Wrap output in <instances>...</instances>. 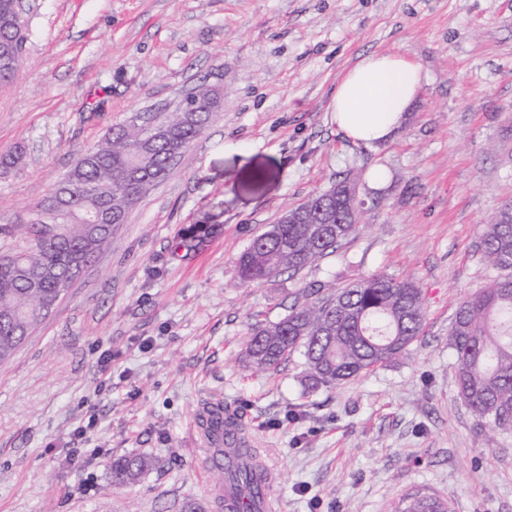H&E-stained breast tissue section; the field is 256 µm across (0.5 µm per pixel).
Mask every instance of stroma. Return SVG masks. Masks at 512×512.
I'll list each match as a JSON object with an SVG mask.
<instances>
[{"mask_svg":"<svg viewBox=\"0 0 512 512\" xmlns=\"http://www.w3.org/2000/svg\"><path fill=\"white\" fill-rule=\"evenodd\" d=\"M27 60L0 86V253L34 203L127 113L219 87L191 150L129 213L53 315L0 364V512H212L204 407L242 414L276 512H512V429L459 399V300L496 271L477 249L512 201V0H24ZM398 53L423 80L384 145L338 131L340 77ZM386 177L375 183V169ZM361 228L296 275L240 284L251 240L346 173ZM207 232L191 253L176 241ZM383 274L422 291L406 355L305 392L244 351L253 324ZM145 455L128 487L112 463Z\"/></svg>","mask_w":512,"mask_h":512,"instance_id":"35a3bbf8","label":"stroma"}]
</instances>
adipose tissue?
Returning a JSON list of instances; mask_svg holds the SVG:
<instances>
[{"label": "adipose tissue", "instance_id": "adipose-tissue-1", "mask_svg": "<svg viewBox=\"0 0 512 512\" xmlns=\"http://www.w3.org/2000/svg\"><path fill=\"white\" fill-rule=\"evenodd\" d=\"M423 79L421 69L395 54H371L348 70L331 107L337 128L352 143L389 140L404 119Z\"/></svg>", "mask_w": 512, "mask_h": 512}]
</instances>
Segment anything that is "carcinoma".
Instances as JSON below:
<instances>
[{
  "label": "carcinoma",
  "mask_w": 512,
  "mask_h": 512,
  "mask_svg": "<svg viewBox=\"0 0 512 512\" xmlns=\"http://www.w3.org/2000/svg\"><path fill=\"white\" fill-rule=\"evenodd\" d=\"M25 30L14 0H0V38L12 46L13 66L0 85L25 63ZM195 96L211 102L202 112H147L161 134L149 137L130 118L106 131L100 144L80 154L68 176L34 205L29 243L0 254V362L9 359L55 305L79 266L91 260L92 245L103 246L112 230L168 174L169 158L184 156L220 108L218 88L203 86ZM345 177L329 189L292 206L287 213L309 216L297 224L279 222L255 237L237 260L243 283L295 273L336 252L359 228L361 211ZM481 253L491 266L508 271L487 287L459 301L450 330L458 393L481 422L512 428V203L504 204L487 225ZM424 311L420 288L385 275L361 279L276 322L251 328L246 357L256 370L278 372L292 354L303 356L302 383L309 392L332 389L409 350L421 334ZM151 465L144 456L112 462L117 484L132 483ZM218 481H230L248 499L241 512L255 507L253 469L216 468ZM401 512H448L447 503L426 496L408 500Z\"/></svg>",
  "instance_id": "obj_1"
}]
</instances>
